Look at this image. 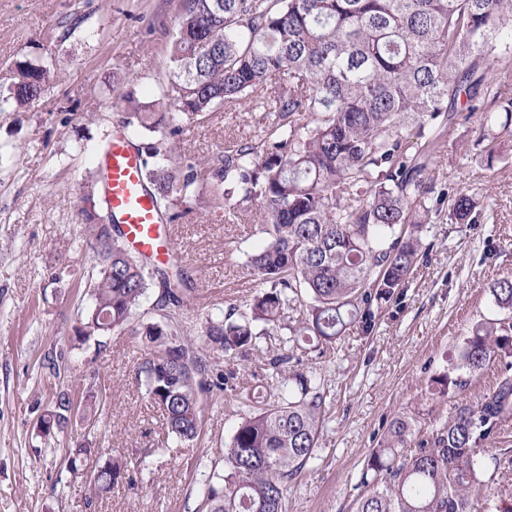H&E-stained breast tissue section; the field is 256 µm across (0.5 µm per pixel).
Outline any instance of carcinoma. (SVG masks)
Returning a JSON list of instances; mask_svg holds the SVG:
<instances>
[{
  "instance_id": "cac0c4a2",
  "label": "carcinoma",
  "mask_w": 512,
  "mask_h": 512,
  "mask_svg": "<svg viewBox=\"0 0 512 512\" xmlns=\"http://www.w3.org/2000/svg\"><path fill=\"white\" fill-rule=\"evenodd\" d=\"M169 59L168 84L150 104L112 85L126 125L152 134L140 151L159 211L175 221L204 188L228 217L235 197L262 213L264 240L245 264L264 289L244 312L205 316L203 341L244 356L260 337H281L264 363L275 384L243 398L249 411L224 444V472L212 475L205 512H286L288 489L316 459L326 422L321 379L287 373L294 349L310 340L330 346L354 327L372 332L374 307L405 288L419 258L416 229L433 206L448 203L452 224L483 213L469 193L436 190L428 163L460 118L479 117L477 145L488 153L495 136L512 135V98L497 87V75L512 70V0H178ZM50 77L48 65L20 64L8 96L28 106ZM242 101L267 112L260 136L227 146L212 164L168 163L167 136L179 132L181 116ZM81 213L94 264L75 340L132 326L158 286L162 321L139 331L147 349L139 377L168 432L193 442L204 397L224 390L227 377L173 325L187 282L130 249L96 208ZM489 290L504 317L473 326L457 359L429 379L433 394L455 401L454 414L392 419L364 461L354 512H473V493L484 487L477 449L512 418V278ZM304 295L307 315L291 325L286 314ZM496 359L504 362L496 386L471 402ZM73 407L60 391L40 422L62 431ZM95 454L80 444L65 458L71 475L86 473L89 508L125 478L119 457L87 469ZM481 508L512 512V502L490 493Z\"/></svg>"
}]
</instances>
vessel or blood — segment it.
I'll return each instance as SVG.
<instances>
[{
	"mask_svg": "<svg viewBox=\"0 0 512 512\" xmlns=\"http://www.w3.org/2000/svg\"><path fill=\"white\" fill-rule=\"evenodd\" d=\"M104 202L126 242L164 264L173 260L175 246L167 224L144 184V160L131 138L110 133L98 159Z\"/></svg>",
	"mask_w": 512,
	"mask_h": 512,
	"instance_id": "1",
	"label": "vessel or blood"
}]
</instances>
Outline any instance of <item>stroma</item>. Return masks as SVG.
<instances>
[{"mask_svg": "<svg viewBox=\"0 0 512 512\" xmlns=\"http://www.w3.org/2000/svg\"><path fill=\"white\" fill-rule=\"evenodd\" d=\"M177 8L178 0H0V87L17 62L52 68L35 103L0 99V512H199L244 415L231 394L272 384L263 362L276 338H260L245 358L206 351L230 372L229 391L204 403L199 439L181 447L137 378L142 337L128 329L74 339L87 305L80 280L93 263L79 210L105 137L126 112L108 88L123 79L141 101L158 98ZM261 118L244 102L185 116L169 145L180 160H211L257 134ZM479 135L477 120L461 122L429 168L438 188L484 198L485 221L449 223L440 205L422 228V257L403 294L382 304L373 332L353 328L332 346L296 352L293 368L321 377L329 410L316 461L288 491V512H353L364 460L390 419L451 416L452 400L428 391L431 375L457 356L471 325L502 317L488 285L512 276V135L491 158L476 148ZM233 207L230 223L201 204L173 224L190 286L184 332L200 350L203 317L245 307L261 287L245 264L262 240L260 219L250 202ZM61 390L95 402L97 419L78 410L64 431L42 436L36 423ZM87 439L122 455L128 469L91 511L83 479L63 465L68 448ZM477 458L489 489L512 495V426L484 441Z\"/></svg>", "mask_w": 512, "mask_h": 512, "instance_id": "35a3bbf8", "label": "stroma"}]
</instances>
